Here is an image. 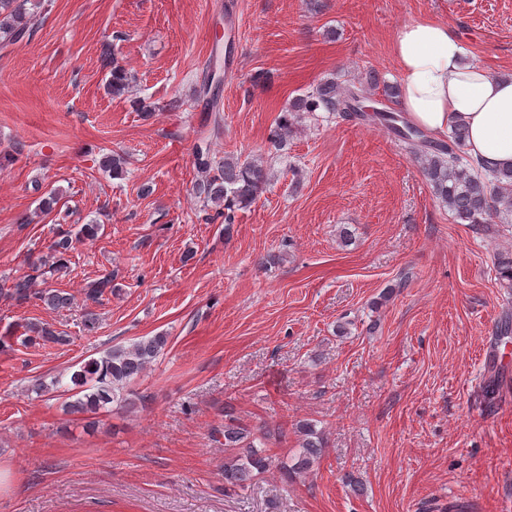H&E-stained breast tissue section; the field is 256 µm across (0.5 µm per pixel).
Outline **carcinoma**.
<instances>
[{"label":"carcinoma","instance_id":"cac0c4a2","mask_svg":"<svg viewBox=\"0 0 512 512\" xmlns=\"http://www.w3.org/2000/svg\"><path fill=\"white\" fill-rule=\"evenodd\" d=\"M39 4L32 0H0V46L6 48L24 38L33 36L42 24ZM103 69L110 73L108 94L121 97L128 92L129 80L125 69L112 53V44L105 42L100 48ZM364 88L354 85L339 86L333 78L322 80L313 90L294 99L281 110L270 133V144L282 151L300 113L328 112L344 119L379 121L398 137L408 149L436 199L448 207L458 224H486L494 214L512 212V169L487 173L470 161L464 160L462 150L466 130L462 125L451 129L447 140L434 141L424 132L407 124L397 125L393 112L375 111L370 116L362 104ZM202 176L193 187L194 194L204 205L215 207L224 216V223H234L235 212L250 206L269 183L267 165L251 156H226L214 164L208 160L198 162ZM99 225L84 224L77 231L61 230L48 246L50 259L39 260V266L53 274L68 268L74 250V241L93 239ZM112 291V275L100 276L86 283L83 289L87 301L96 302ZM0 297L17 304L36 300L59 309L68 306L71 297L58 289H35L30 276L19 277L10 284L0 285ZM24 340L61 343L65 338L44 323L29 322L24 327ZM167 337L152 336L129 346H114L101 357L92 358L73 372L66 385L74 400L67 403L72 414L97 415L117 400L129 403L122 390L136 380L147 366L166 347ZM300 448L289 461L277 460L262 450L264 440L271 435L267 425L249 429L240 425L230 407H224V447L231 454L224 459V486L229 490H243L260 475L277 469L284 481L308 475L319 459L324 447V434L315 425L301 421L297 425Z\"/></svg>","mask_w":512,"mask_h":512}]
</instances>
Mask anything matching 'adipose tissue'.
Instances as JSON below:
<instances>
[{
    "label": "adipose tissue",
    "instance_id": "obj_1",
    "mask_svg": "<svg viewBox=\"0 0 512 512\" xmlns=\"http://www.w3.org/2000/svg\"><path fill=\"white\" fill-rule=\"evenodd\" d=\"M393 52L399 103L412 124L438 136L463 125L474 161L488 170L512 168V78L467 61L460 39L436 21L400 25Z\"/></svg>",
    "mask_w": 512,
    "mask_h": 512
}]
</instances>
